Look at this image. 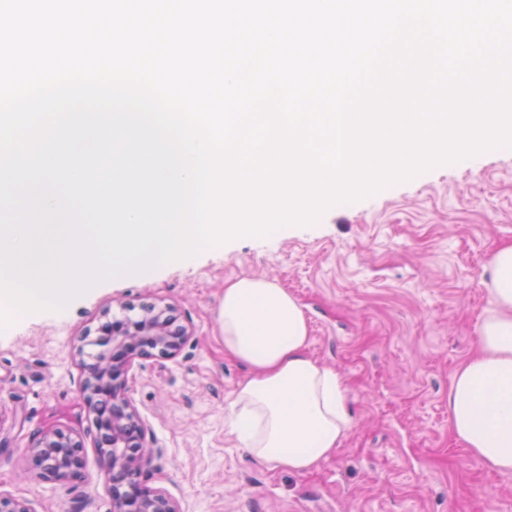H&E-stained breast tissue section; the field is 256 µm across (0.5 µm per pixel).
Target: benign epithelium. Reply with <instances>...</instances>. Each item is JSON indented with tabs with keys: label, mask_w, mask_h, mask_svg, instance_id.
Instances as JSON below:
<instances>
[{
	"label": "benign epithelium",
	"mask_w": 512,
	"mask_h": 512,
	"mask_svg": "<svg viewBox=\"0 0 512 512\" xmlns=\"http://www.w3.org/2000/svg\"><path fill=\"white\" fill-rule=\"evenodd\" d=\"M168 306H150L141 320H107L95 329L96 341L108 345L86 365L82 399L93 416L94 442L106 434L112 442L99 446L104 477L112 480V512H179L170 497L140 486L137 478L149 469L154 452L147 446L146 430L128 392V374L138 358L158 352L174 356L190 338L185 327L171 329ZM84 443L71 432L42 431L30 448L42 478L67 482L82 476Z\"/></svg>",
	"instance_id": "benign-epithelium-1"
}]
</instances>
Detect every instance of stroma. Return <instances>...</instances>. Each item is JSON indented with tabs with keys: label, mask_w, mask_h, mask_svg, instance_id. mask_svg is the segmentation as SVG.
Returning a JSON list of instances; mask_svg holds the SVG:
<instances>
[{
	"label": "stroma",
	"mask_w": 512,
	"mask_h": 512,
	"mask_svg": "<svg viewBox=\"0 0 512 512\" xmlns=\"http://www.w3.org/2000/svg\"><path fill=\"white\" fill-rule=\"evenodd\" d=\"M512 242V148L432 166L309 225L241 236L148 279L128 275L0 331V494L30 512H112V486L81 395L82 333L103 315L173 309L191 336L135 360L130 398L157 457L141 483L180 512H512V475L452 435L448 386L474 353L489 261ZM267 277L298 298L310 353L339 372L352 426L308 475L274 471L226 425L245 367L224 355V286ZM83 437L85 478L40 477L37 434Z\"/></svg>",
	"instance_id": "stroma-1"
}]
</instances>
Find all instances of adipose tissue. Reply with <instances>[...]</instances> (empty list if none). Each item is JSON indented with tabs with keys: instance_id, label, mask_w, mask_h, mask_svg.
<instances>
[{
	"instance_id": "adipose-tissue-1",
	"label": "adipose tissue",
	"mask_w": 512,
	"mask_h": 512,
	"mask_svg": "<svg viewBox=\"0 0 512 512\" xmlns=\"http://www.w3.org/2000/svg\"><path fill=\"white\" fill-rule=\"evenodd\" d=\"M489 307L476 354L448 387L453 436L485 467L512 474V243L491 258ZM224 353L247 367L228 426L263 465L305 475L346 438L352 420L339 374L310 352L299 300L275 281L238 278L224 287Z\"/></svg>"
}]
</instances>
